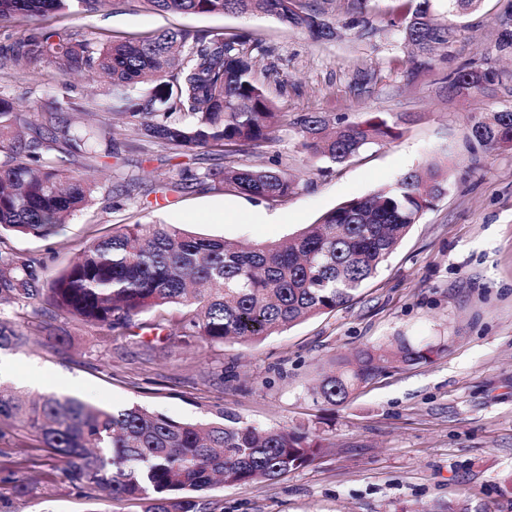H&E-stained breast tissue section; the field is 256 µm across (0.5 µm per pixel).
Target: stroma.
Here are the masks:
<instances>
[{
    "label": "stroma",
    "instance_id": "35a3bbf8",
    "mask_svg": "<svg viewBox=\"0 0 512 512\" xmlns=\"http://www.w3.org/2000/svg\"><path fill=\"white\" fill-rule=\"evenodd\" d=\"M397 0H365L369 33H346L331 44L265 16L171 15L140 0H108L100 11L62 18L18 17L0 24V46L38 28L68 27L101 42L148 37L167 28L221 34L247 31L262 49L256 76L277 110L272 143L239 155V163L279 160L299 189L270 205L247 196L194 188L158 193L180 168H219L218 155L172 156L116 134L117 161L68 156L66 164L94 179L102 195L50 238L4 234L0 250L44 257L65 268L96 236L124 224H181L201 237L280 242L338 203L362 198L408 170L441 161L448 191L425 209L409 237L348 307L303 321L250 344L233 340L187 345L175 339L179 307L157 335L129 337L59 317L54 334L69 337L58 353L49 337L0 349V384L35 396L76 397L102 408L137 403L179 420L206 421L216 412L263 428L307 427L325 449L305 468L243 487L208 491L215 512H441L464 502L468 512H512L503 494L512 475V150L488 151L468 139L472 115L512 107V56L498 53L501 17L512 0H483L448 20V46L433 58H412L393 24ZM503 70L488 95L449 93L446 75L463 65ZM110 85L66 77L44 63L0 70V96L20 103L28 119L59 103L98 111ZM325 112L355 125L384 119L398 135L375 142L350 162L323 171L302 150L298 115ZM128 185L119 202L105 191ZM258 214L272 216L255 223ZM407 337L431 344L429 360L398 364L347 402L331 405L313 388L334 360L358 349ZM41 470L33 494L13 497L12 512H143L138 501L115 502L81 493L63 474Z\"/></svg>",
    "mask_w": 512,
    "mask_h": 512
}]
</instances>
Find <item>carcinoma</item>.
<instances>
[{
    "instance_id": "carcinoma-1",
    "label": "carcinoma",
    "mask_w": 512,
    "mask_h": 512,
    "mask_svg": "<svg viewBox=\"0 0 512 512\" xmlns=\"http://www.w3.org/2000/svg\"><path fill=\"white\" fill-rule=\"evenodd\" d=\"M107 0H0V24L18 16H77ZM146 8L179 14H249L276 18L315 43L334 41L341 30L366 34L352 15L330 21L311 0H141ZM432 0H404L399 28L417 55L447 47L448 24L434 18ZM258 39L246 33L194 34L165 29L147 38L110 43L79 38L76 31L45 29L19 40L9 60H42L62 75L109 79L112 112L74 125L63 107L35 126L22 109L0 97V233L47 239L95 200L97 187L63 168L61 154L85 152L112 158V128L121 123L144 141L175 154L202 150L228 160L203 172L185 169L161 185L184 191L205 184L265 202L294 195L299 182L279 161L263 167L234 163V156L273 139L280 113L255 78ZM449 88L479 97L500 82L489 68L461 67L446 77ZM301 147L341 165L378 139L395 135L385 120L362 127L321 113L294 119ZM470 137L486 149H512V109L483 112ZM447 169L438 162L402 174L371 195L340 203L286 243H229L191 234L178 224H126L93 239L61 273L48 276L45 259L0 251V302L30 307L37 315L72 316L131 336L148 326L142 313L181 307L174 320L182 342L255 341L299 322L330 314L352 301L410 233L430 201L445 193ZM28 333L0 322V347L20 346ZM398 336L386 344L338 357L317 394L337 405L393 364L430 358ZM27 430L44 456L0 462L12 476L13 494L29 485L15 478L28 464L63 475L79 491L110 501H144V512H207L213 482L250 484L277 479L309 464L321 448L306 428L259 430L224 416L209 422L175 420L141 405L100 408L73 397L43 396L0 386V422Z\"/></svg>"
}]
</instances>
